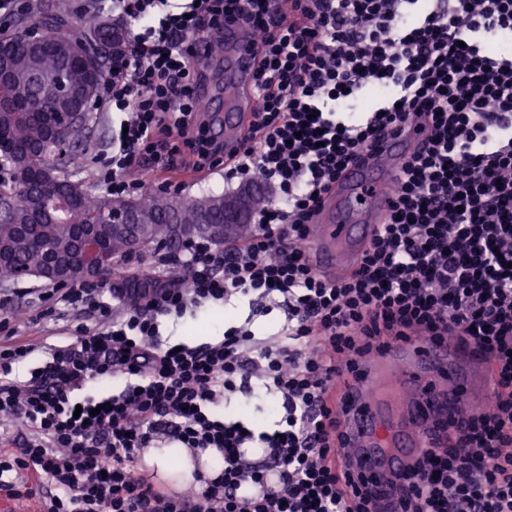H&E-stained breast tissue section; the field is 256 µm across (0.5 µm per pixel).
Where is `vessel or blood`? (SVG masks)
<instances>
[{"label":"vessel or blood","instance_id":"1","mask_svg":"<svg viewBox=\"0 0 512 512\" xmlns=\"http://www.w3.org/2000/svg\"><path fill=\"white\" fill-rule=\"evenodd\" d=\"M225 46L224 95L213 107V124L216 140L229 152L239 146L257 104L248 94L254 75L251 33L227 30ZM424 143L412 126L387 135L378 156L351 162L324 195L306 237L322 276L334 280L356 269L388 212L399 170ZM496 387L494 373L471 346L452 339L390 343L335 394L336 410L354 437L355 469L380 481L393 475L411 479L416 461L436 446L429 430L433 418L489 400Z\"/></svg>","mask_w":512,"mask_h":512}]
</instances>
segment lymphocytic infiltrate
<instances>
[{"instance_id":"1","label":"lymphocytic infiltrate","mask_w":512,"mask_h":512,"mask_svg":"<svg viewBox=\"0 0 512 512\" xmlns=\"http://www.w3.org/2000/svg\"><path fill=\"white\" fill-rule=\"evenodd\" d=\"M116 2L138 28L103 88L128 132L99 157V181L125 197L190 158L261 179L276 199L240 243L157 255L154 268L181 266L186 285L120 307L99 283L45 291L87 320L26 378L14 367L35 345L0 344V437L16 447L0 455V490L39 496L43 512H371L378 497L402 512H512V55L485 50L512 38V0H289L280 14L272 0ZM228 24L254 37L260 103L229 159L197 112L192 62L193 39ZM369 88L376 107L361 118ZM410 123L425 150L402 166L356 270L326 280L304 246L317 205L346 165ZM235 297L285 308L281 330L163 345L161 319ZM450 337L485 355L492 402L435 425L444 445L409 484L345 469L336 381L390 342ZM117 380L107 408L75 396ZM258 389L282 399L273 429L216 416L226 393ZM162 441L217 449L220 472L181 494L148 483L135 464Z\"/></svg>"}]
</instances>
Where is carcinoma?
<instances>
[{
    "mask_svg": "<svg viewBox=\"0 0 512 512\" xmlns=\"http://www.w3.org/2000/svg\"><path fill=\"white\" fill-rule=\"evenodd\" d=\"M42 24L48 47L34 51L26 47L27 25L18 24L13 30L0 31V43L12 46V78L0 85V102H19L23 111L0 109V134L28 147L21 160L0 154V170L10 171V180L0 182V250L9 260L0 262V287L18 279L19 272L36 280L52 254L70 253L78 234L88 228L98 230L112 263L134 254L127 236L112 233L108 214L131 210L142 223L137 225L144 235L140 251H148L158 241V233L167 224H216L224 229V199L228 195L204 193L193 197H174L153 193L147 196L112 198L96 194L76 180L83 167L86 153L83 145L91 137L99 116L86 112L74 121L75 129L67 138L63 155H58L54 135L38 120L48 108L47 89L64 82L93 95L99 91L112 61L126 55L128 38L124 25L118 21L109 27L101 19H87V13L74 17L62 10L44 11L37 17ZM95 36L112 45L114 59L102 63L96 84H91L85 70L74 59L78 46ZM65 182L75 201L68 208L52 215L46 223L35 221L43 209L50 183ZM117 283L125 286L122 298L133 302L141 299L137 288H149L152 282L137 276L123 277Z\"/></svg>",
    "mask_w": 512,
    "mask_h": 512,
    "instance_id": "cac0c4a2",
    "label": "carcinoma"
}]
</instances>
